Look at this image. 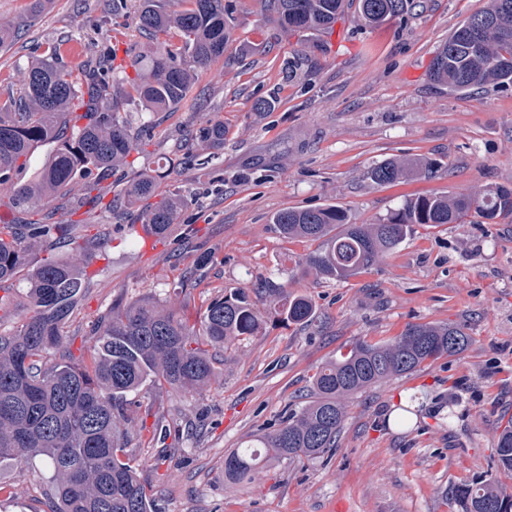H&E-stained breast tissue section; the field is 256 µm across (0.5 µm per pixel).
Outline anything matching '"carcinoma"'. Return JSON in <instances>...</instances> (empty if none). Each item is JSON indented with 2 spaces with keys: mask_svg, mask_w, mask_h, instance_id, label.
<instances>
[{
  "mask_svg": "<svg viewBox=\"0 0 512 512\" xmlns=\"http://www.w3.org/2000/svg\"><path fill=\"white\" fill-rule=\"evenodd\" d=\"M140 0L137 26L158 45L150 67L135 57L131 78L116 63L118 47L74 71L61 63V44L48 45L23 72L21 93L0 104V202L12 218L0 219V284L28 264L39 243L69 245L71 224L33 218L34 203L66 193L84 180L76 208L115 210L156 193V177L143 173L128 182L122 201L103 203L100 180L145 145L147 126L132 131L126 107L150 112L178 107L190 90L195 69L224 56L229 24L224 0ZM285 29L328 32L346 0H264ZM418 7L416 0H358V17L379 26ZM176 32L179 42L170 41ZM430 76L450 92L475 91L512 83V0H488L448 36L436 53ZM84 109L77 116L74 110ZM84 124H79V121ZM224 121L214 119L196 136L216 156L224 148ZM51 144L40 172L14 181L37 147ZM431 159H386L368 172L380 185L410 171L431 174ZM185 197L173 193L145 210L141 223L168 235ZM512 215V188L496 185L457 195L418 196L377 224H351L345 209L287 208L275 213L288 240L312 241L318 248L305 260L324 279L347 280L369 270L416 228L463 224L470 216L493 221ZM30 315L15 331L0 334V464L21 466L40 457L50 471L47 512H162L151 486L131 464L129 443L137 436L136 401L130 395L149 386L186 391L209 386L216 368L208 347L230 348L256 335L264 319L304 325L314 307L286 288H266L260 311L244 290L212 299L200 320L189 326L181 311L150 297L112 303L94 327L88 359L65 345L64 327L84 289L77 260L53 259L32 267L27 276ZM471 337L456 324H412L386 341H361L324 362L312 376V397L291 411L273 431L224 456V478L231 484L253 481L274 461L314 460L336 447L347 400L385 380L408 374L444 355L464 351ZM501 469L512 472V420L498 437ZM450 503L458 512H512V493L477 479L453 487Z\"/></svg>",
  "mask_w": 512,
  "mask_h": 512,
  "instance_id": "obj_1",
  "label": "carcinoma"
}]
</instances>
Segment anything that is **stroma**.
I'll use <instances>...</instances> for the list:
<instances>
[{"mask_svg":"<svg viewBox=\"0 0 512 512\" xmlns=\"http://www.w3.org/2000/svg\"><path fill=\"white\" fill-rule=\"evenodd\" d=\"M487 0H426L422 14L361 25L348 9L332 33H284L262 0H224L232 18L223 58L199 66L186 101L170 112L132 111L150 127L144 153L101 183L106 198L127 177L159 173L158 193L192 190L166 237L148 243L130 219L72 210L83 183L52 202V223L73 225L87 288L65 327L74 355L117 296L153 297L189 324L217 295L244 289L258 307L273 282L309 298L308 325L266 320L256 336L214 350L216 379L204 391L169 387L141 393L143 430L133 463L165 512H451L447 495L484 478L512 490L497 463V434L512 418V218L418 229L365 273L328 281L298 264L311 242L290 241L272 224L285 208L342 206L354 224H374L409 198L512 187V84L454 94L429 78L449 32ZM133 0H0V23L16 30L0 47V94L20 89L24 68L47 43L68 42L62 60L77 69L123 39L148 56L157 46L134 25ZM307 61L289 74L288 60ZM275 99L273 110L257 109ZM229 129L216 165L193 135L207 120ZM429 157L440 167L378 185L377 163ZM211 263L194 268V259ZM194 269L196 285L173 282ZM458 324L471 336L461 354L353 396L336 446L322 458L273 463L253 482L224 481V457L273 430L310 395L317 366L355 342L398 336L411 324ZM411 405L406 426H393ZM41 460L10 469L13 496L0 512H43Z\"/></svg>","mask_w":512,"mask_h":512,"instance_id":"stroma-1","label":"stroma"}]
</instances>
